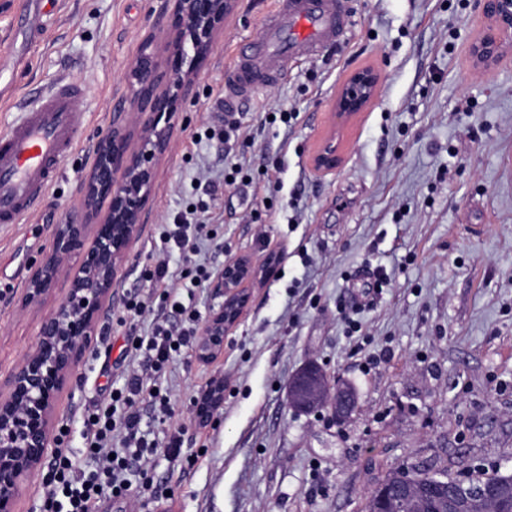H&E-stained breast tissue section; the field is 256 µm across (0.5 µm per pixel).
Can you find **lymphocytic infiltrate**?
Returning a JSON list of instances; mask_svg holds the SVG:
<instances>
[{
    "instance_id": "obj_1",
    "label": "lymphocytic infiltrate",
    "mask_w": 512,
    "mask_h": 512,
    "mask_svg": "<svg viewBox=\"0 0 512 512\" xmlns=\"http://www.w3.org/2000/svg\"><path fill=\"white\" fill-rule=\"evenodd\" d=\"M204 221L189 219L177 213L172 223L163 225L160 241L168 254L178 253L185 270L181 286L169 282V262L160 260L146 268L143 277L154 284L155 297L127 295L123 302L122 322H135L151 315L152 326L146 333H130L123 348L129 361L143 360L144 366L131 370L122 387L113 389L106 402L89 410L84 419L87 431L86 455L94 470H82L69 454L59 448L48 480L43 485V498L51 512H93V506L106 497L142 499L154 492L149 467L155 455L165 453L176 459L181 455L178 438L167 444L148 439L141 428L140 402H149L161 419L175 415L169 390L159 381L175 354L196 343L193 324L195 313L182 306L181 289L197 288L207 281V268L194 258L195 243L206 236ZM177 308L182 324L170 323L164 312Z\"/></svg>"
}]
</instances>
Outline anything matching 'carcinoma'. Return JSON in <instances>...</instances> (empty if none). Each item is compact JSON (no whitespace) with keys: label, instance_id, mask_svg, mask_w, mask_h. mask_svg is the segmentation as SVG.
Returning a JSON list of instances; mask_svg holds the SVG:
<instances>
[{"label":"carcinoma","instance_id":"1","mask_svg":"<svg viewBox=\"0 0 512 512\" xmlns=\"http://www.w3.org/2000/svg\"><path fill=\"white\" fill-rule=\"evenodd\" d=\"M457 479L448 469L394 470L381 485L389 490L407 489L412 499L411 512H508L512 509V472L496 470L470 480L486 490L485 501L477 508L468 507L455 493Z\"/></svg>","mask_w":512,"mask_h":512}]
</instances>
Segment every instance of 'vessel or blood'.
<instances>
[{"mask_svg": "<svg viewBox=\"0 0 512 512\" xmlns=\"http://www.w3.org/2000/svg\"><path fill=\"white\" fill-rule=\"evenodd\" d=\"M276 2L259 33L238 46L225 112H239L260 87L277 82L288 60L336 44L349 25L345 0ZM83 97L80 83L59 81L20 101V121L0 133V224L19 223L48 192L62 158L77 147Z\"/></svg>", "mask_w": 512, "mask_h": 512, "instance_id": "1", "label": "vessel or blood"}]
</instances>
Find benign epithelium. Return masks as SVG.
Listing matches in <instances>:
<instances>
[{"label":"benign epithelium","instance_id":"7a95c632","mask_svg":"<svg viewBox=\"0 0 512 512\" xmlns=\"http://www.w3.org/2000/svg\"><path fill=\"white\" fill-rule=\"evenodd\" d=\"M236 0H162L152 29L126 79L127 103L112 112L99 140L92 169L82 184L77 218L56 225L49 251L33 267L21 296L22 308L39 305L60 277L69 288L56 310L45 316L36 342L0 386V512H15L16 497L43 467L56 438L55 403L82 361L100 314L112 302L117 274L138 236L152 193L157 165L166 153L179 107L193 95L215 37L233 13ZM491 25L472 48L476 68L496 63L512 48V0H481ZM379 84L368 69L353 73L335 104L343 119L366 107ZM336 136H327L313 156L319 171L336 167ZM267 254H242L216 277L222 302L204 323L197 356L209 363L224 351V334L249 304L252 288L276 264ZM224 403V378H214L196 399L201 424ZM288 403L297 409L328 406L339 418L357 407L355 392L338 387L322 369L308 365L289 384Z\"/></svg>","mask_w":512,"mask_h":512}]
</instances>
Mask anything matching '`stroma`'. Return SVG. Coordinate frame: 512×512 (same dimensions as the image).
I'll use <instances>...</instances> for the list:
<instances>
[{
    "instance_id": "stroma-1",
    "label": "stroma",
    "mask_w": 512,
    "mask_h": 512,
    "mask_svg": "<svg viewBox=\"0 0 512 512\" xmlns=\"http://www.w3.org/2000/svg\"><path fill=\"white\" fill-rule=\"evenodd\" d=\"M17 0H0V132L17 100L59 79L81 82L82 135L44 203L0 227V380L35 342L60 303L19 306L56 225L80 205L124 76L160 0H60L36 34L14 25ZM275 0H237L215 39L194 96L157 172L140 233L70 386L57 402L64 446L84 460L83 418L122 386L128 332L124 297L148 292L141 271L160 257L159 228L187 204L205 202L214 240L201 260L219 271L239 255L278 257L224 351L201 363L177 355L163 379L176 415L158 420V441L179 432L181 458L158 454L155 496L104 499L95 512H364L394 469L447 465L451 476L512 469V52L483 70L471 57L488 29L477 0H347L337 47L289 61L239 115L240 134L203 133L233 77L237 44L256 35ZM375 70L372 102L341 129V162L313 167L350 73ZM292 112L290 124L268 113ZM240 164L249 185L229 189ZM390 280L366 293L359 272ZM352 306L342 318L340 303ZM353 386L358 407L339 420L299 412L288 385L307 363ZM224 404L204 424L194 400L214 377Z\"/></svg>"
}]
</instances>
